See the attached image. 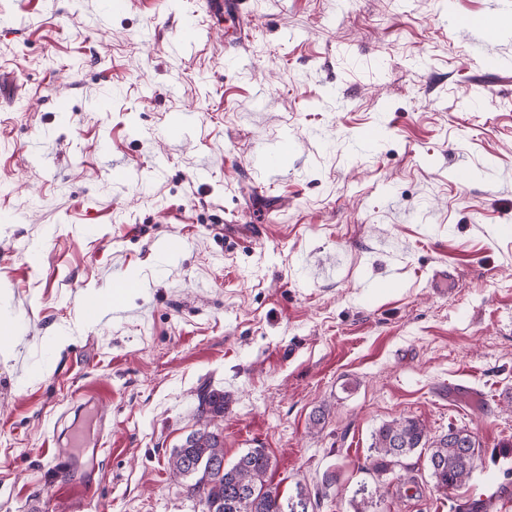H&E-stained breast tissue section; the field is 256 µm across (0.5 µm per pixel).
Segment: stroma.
<instances>
[{"instance_id":"stroma-1","label":"stroma","mask_w":512,"mask_h":512,"mask_svg":"<svg viewBox=\"0 0 512 512\" xmlns=\"http://www.w3.org/2000/svg\"><path fill=\"white\" fill-rule=\"evenodd\" d=\"M244 12L0 0V512H201L167 459L204 387L225 463L265 449L286 497L336 473L315 512H354L373 432L407 417L472 432L476 468L443 492L412 454L414 496L388 474L367 512H512V0ZM487 12L495 40L459 22ZM284 138L279 176L251 167ZM118 277L127 317L87 323ZM97 413L94 468L59 469Z\"/></svg>"}]
</instances>
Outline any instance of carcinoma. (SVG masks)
I'll return each mask as SVG.
<instances>
[{
  "instance_id": "carcinoma-1",
  "label": "carcinoma",
  "mask_w": 512,
  "mask_h": 512,
  "mask_svg": "<svg viewBox=\"0 0 512 512\" xmlns=\"http://www.w3.org/2000/svg\"><path fill=\"white\" fill-rule=\"evenodd\" d=\"M225 408L223 392L202 389L196 411L202 427L189 433L168 459L173 476L190 480L188 493L198 499L202 512H314L311 492L303 485L296 484L295 494L284 498L267 483L273 461L265 449L251 448L232 465L224 464V437L210 425L224 417ZM372 438L366 471L376 476L377 497L382 496V477L419 450L427 451L430 475L446 492L471 477L480 453V444L469 431L450 429L432 440L414 418L386 423Z\"/></svg>"
}]
</instances>
